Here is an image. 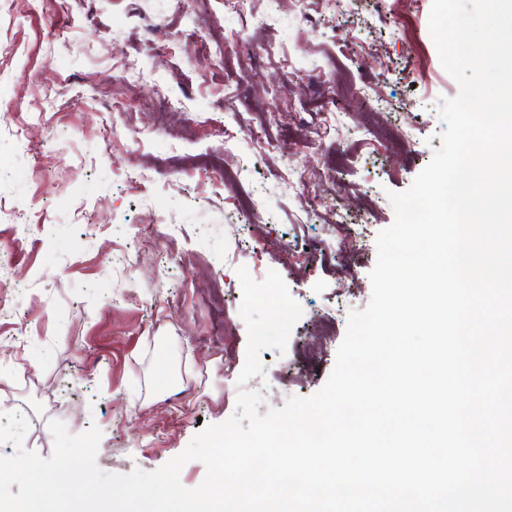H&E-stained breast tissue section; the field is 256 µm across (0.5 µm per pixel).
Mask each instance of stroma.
<instances>
[{
	"mask_svg": "<svg viewBox=\"0 0 512 512\" xmlns=\"http://www.w3.org/2000/svg\"><path fill=\"white\" fill-rule=\"evenodd\" d=\"M268 9L0 0V413L27 418L39 456L53 452L50 421L74 434L94 424L101 470L152 471L232 416L248 339L238 267L257 281L278 272L303 308L247 383L262 415L323 386L350 313L368 304L376 240L395 219L388 195L441 147L440 100L458 90L429 32L431 0H307V24L297 0H280L277 21L256 27ZM189 14L222 65L180 39ZM153 21L178 37L173 56H157ZM318 64L373 85L377 102L348 100L325 131L337 87L311 81ZM160 94L183 103L161 124L146 108ZM369 108L411 127L415 148L361 134ZM221 126L267 141L245 137L228 156ZM205 152L225 155L233 185L198 162ZM359 221L364 239L348 237Z\"/></svg>",
	"mask_w": 512,
	"mask_h": 512,
	"instance_id": "stroma-1",
	"label": "stroma"
}]
</instances>
